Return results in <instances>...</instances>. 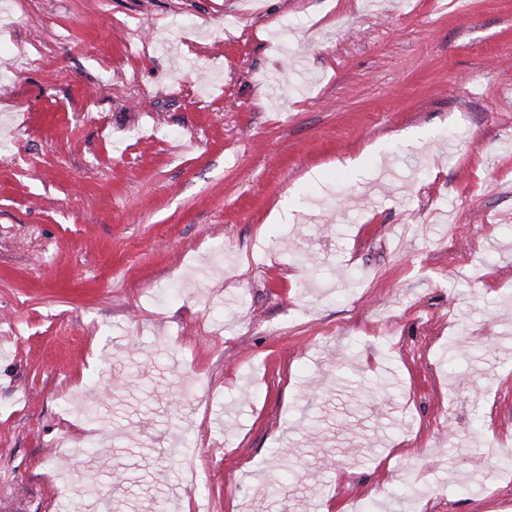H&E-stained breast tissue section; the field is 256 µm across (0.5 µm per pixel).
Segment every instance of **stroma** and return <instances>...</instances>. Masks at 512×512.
<instances>
[{
    "mask_svg": "<svg viewBox=\"0 0 512 512\" xmlns=\"http://www.w3.org/2000/svg\"><path fill=\"white\" fill-rule=\"evenodd\" d=\"M1 144L15 512H512V0H0Z\"/></svg>",
    "mask_w": 512,
    "mask_h": 512,
    "instance_id": "35a3bbf8",
    "label": "stroma"
}]
</instances>
